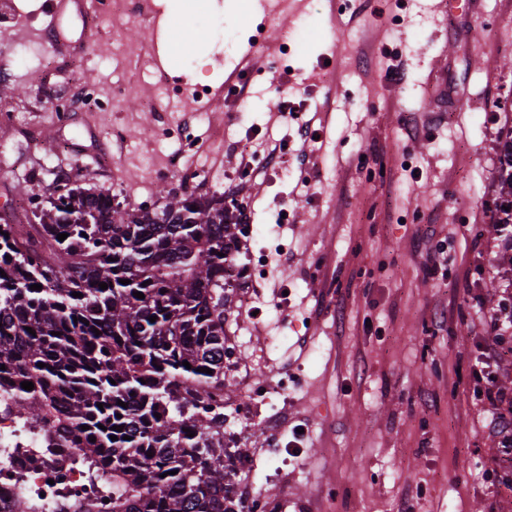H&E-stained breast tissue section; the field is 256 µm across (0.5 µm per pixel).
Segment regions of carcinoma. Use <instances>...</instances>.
Wrapping results in <instances>:
<instances>
[{
    "mask_svg": "<svg viewBox=\"0 0 512 512\" xmlns=\"http://www.w3.org/2000/svg\"><path fill=\"white\" fill-rule=\"evenodd\" d=\"M166 199L136 208L67 186L35 223L0 224V392L41 432L44 461L70 439L88 482L57 512H243L224 465V266L243 212L222 194Z\"/></svg>",
    "mask_w": 512,
    "mask_h": 512,
    "instance_id": "obj_1",
    "label": "carcinoma"
}]
</instances>
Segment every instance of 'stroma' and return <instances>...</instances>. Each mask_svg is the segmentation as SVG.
I'll list each match as a JSON object with an SVG mask.
<instances>
[{
  "label": "stroma",
  "mask_w": 512,
  "mask_h": 512,
  "mask_svg": "<svg viewBox=\"0 0 512 512\" xmlns=\"http://www.w3.org/2000/svg\"><path fill=\"white\" fill-rule=\"evenodd\" d=\"M258 3L241 18L186 21L190 63L163 72L151 30L92 21L90 0H69L56 19L48 0H0V50L19 89L0 94V218L24 220L28 198L64 183L149 207L169 189L233 187L256 256L271 263L254 311L228 305L224 327L237 361L269 386L288 379L291 397L278 450L267 422L279 396L245 413L241 388L225 400V428L255 456L238 497L286 512H399L406 497L416 512H512V494L492 491L497 439L471 399L486 331L466 301L512 289L494 222L512 131V0H483L454 32L444 0H403L394 27L348 0ZM384 42L402 54L403 83L388 75ZM239 72L245 104L224 92ZM85 82L111 111H57ZM282 98L317 141L271 123ZM252 134L285 140L276 174L243 170L237 144ZM185 139L197 145L190 175L175 156ZM429 224L449 240L443 285L421 272Z\"/></svg>",
  "instance_id": "1"
}]
</instances>
